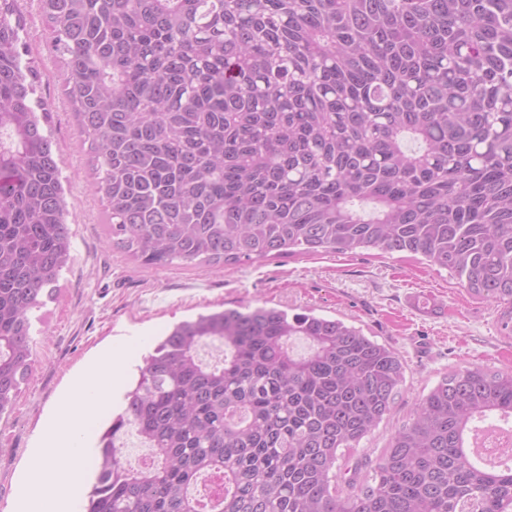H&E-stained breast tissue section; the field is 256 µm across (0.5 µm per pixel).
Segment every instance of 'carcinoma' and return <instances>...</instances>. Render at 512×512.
<instances>
[{
	"label": "carcinoma",
	"instance_id": "obj_1",
	"mask_svg": "<svg viewBox=\"0 0 512 512\" xmlns=\"http://www.w3.org/2000/svg\"><path fill=\"white\" fill-rule=\"evenodd\" d=\"M16 3L0 0V416L72 249ZM40 4L113 246L148 268L409 253L512 323V0ZM404 372L391 348L311 312L181 321L101 433L85 512H512V465L471 451L512 418V372L443 377L375 485L368 458L336 468ZM131 429L157 454L140 470L114 445Z\"/></svg>",
	"mask_w": 512,
	"mask_h": 512
}]
</instances>
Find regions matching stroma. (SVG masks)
Here are the masks:
<instances>
[{"instance_id":"stroma-1","label":"stroma","mask_w":512,"mask_h":512,"mask_svg":"<svg viewBox=\"0 0 512 512\" xmlns=\"http://www.w3.org/2000/svg\"><path fill=\"white\" fill-rule=\"evenodd\" d=\"M26 62L42 80L35 99L48 103L44 125L59 159L71 260L33 325L32 370L8 416L0 418V512H9L20 466L70 377L106 342L140 337L144 357L173 325L201 313L240 305L314 311L355 325L402 359L405 380L392 410L345 460L379 458L407 425L423 395L465 367L512 370V329L494 301L471 295L447 271L409 254L294 255L224 267L175 263L147 268L110 243L105 204L92 189L88 146L78 133L65 93L64 69L50 49L39 0H19ZM440 303L420 316L409 294Z\"/></svg>"}]
</instances>
